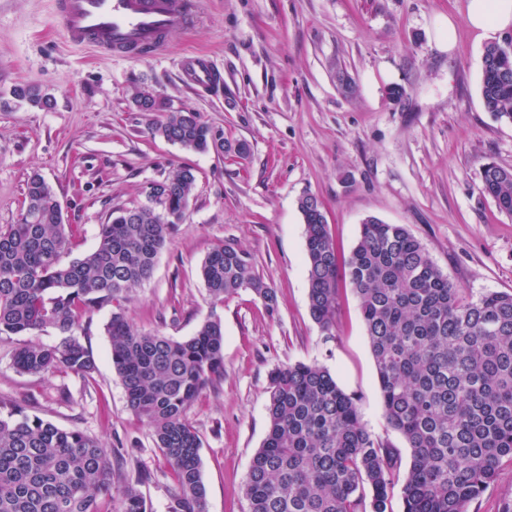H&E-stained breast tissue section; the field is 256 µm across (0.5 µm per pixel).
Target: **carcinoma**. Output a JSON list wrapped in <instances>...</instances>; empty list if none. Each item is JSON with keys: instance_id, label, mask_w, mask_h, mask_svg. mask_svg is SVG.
<instances>
[{"instance_id": "carcinoma-1", "label": "carcinoma", "mask_w": 512, "mask_h": 512, "mask_svg": "<svg viewBox=\"0 0 512 512\" xmlns=\"http://www.w3.org/2000/svg\"><path fill=\"white\" fill-rule=\"evenodd\" d=\"M18 106L44 109L40 87L16 84ZM481 96L497 121L512 125V39L489 43L482 55ZM140 112L164 102L137 88ZM152 134L191 152L217 151L224 132L190 110L171 112ZM482 192L512 214V170L483 165ZM196 182L189 166L161 179L148 204L112 211L94 250L68 263L72 225L44 178L26 184L18 223L0 226V337L45 326L61 336L52 346L25 343L15 368L34 376L87 378L95 361L75 331L89 310L115 308L106 331L112 366L129 409L151 428L174 485L168 512H207L201 439L188 408L224 376V328L219 318L176 340L135 329L122 303L148 281L168 238L184 222ZM303 216L312 320L325 336L336 327L339 286L347 282L376 366L384 417L410 449L400 476L398 449L363 424L353 395L317 363L278 366L268 376V432L244 483L249 512H392L402 482L403 512H468V505L512 461V294L476 297L448 279L402 224L366 218L349 257L339 261L321 202H298ZM219 302L251 291L268 313L277 292L252 259L231 243L212 248L200 267ZM146 478H115L112 450L78 430H64L14 408L0 418V512H100L109 496L116 512H150L139 489Z\"/></svg>"}]
</instances>
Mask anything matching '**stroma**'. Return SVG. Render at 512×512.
I'll return each mask as SVG.
<instances>
[{
    "instance_id": "35a3bbf8",
    "label": "stroma",
    "mask_w": 512,
    "mask_h": 512,
    "mask_svg": "<svg viewBox=\"0 0 512 512\" xmlns=\"http://www.w3.org/2000/svg\"><path fill=\"white\" fill-rule=\"evenodd\" d=\"M467 0H198L197 20L172 31L156 58H113L67 45L54 0H0V98L17 83L42 87L47 109L0 101V226L17 223L29 177L55 191L77 234L73 260L97 244L114 209L144 203L151 182L176 166L196 169L186 218L159 254L151 278L124 304L141 331L181 340L212 316L224 326V376L188 411L201 438L207 512H248L243 493L267 433L268 374L319 363L358 399L366 427L410 450L383 415L359 301L340 289L334 336L309 315L299 198L315 195L342 256L370 216L402 224L449 279L472 294L512 293V215L480 190L485 163L512 169V125L483 108L484 47L503 32L467 21ZM452 51L439 49L447 27ZM205 52L224 75L215 96L179 74L182 56ZM355 81L344 95L337 70ZM153 91L167 111L191 110L250 147L246 159L194 153L151 135V114L131 89ZM405 87L391 100L389 87ZM222 242L249 253L278 296L275 314L248 291L209 296L202 260ZM111 307L84 315L77 331L96 361L91 377L19 373L12 356L25 341L58 343L50 326L0 338V413L19 406L62 429H80L121 449L128 475L152 512H167L171 475L146 422L129 410L112 367ZM512 512V463L469 506Z\"/></svg>"
}]
</instances>
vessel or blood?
<instances>
[{"instance_id":"vessel-or-blood-1","label":"vessel or blood","mask_w":512,"mask_h":512,"mask_svg":"<svg viewBox=\"0 0 512 512\" xmlns=\"http://www.w3.org/2000/svg\"><path fill=\"white\" fill-rule=\"evenodd\" d=\"M55 15L67 43L113 57H154L166 36L188 27L191 15L175 0H55ZM184 77L207 88L217 80L213 61L204 54L184 57Z\"/></svg>"}]
</instances>
